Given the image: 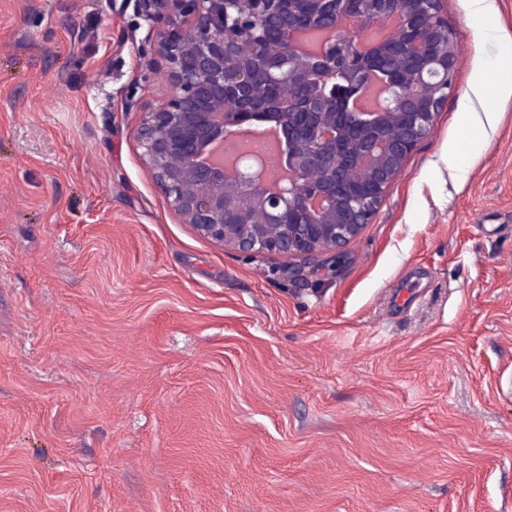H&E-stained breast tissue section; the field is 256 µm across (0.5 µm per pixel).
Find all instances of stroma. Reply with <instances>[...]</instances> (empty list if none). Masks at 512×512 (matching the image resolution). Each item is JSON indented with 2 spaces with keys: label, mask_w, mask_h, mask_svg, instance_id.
Here are the masks:
<instances>
[{
  "label": "stroma",
  "mask_w": 512,
  "mask_h": 512,
  "mask_svg": "<svg viewBox=\"0 0 512 512\" xmlns=\"http://www.w3.org/2000/svg\"><path fill=\"white\" fill-rule=\"evenodd\" d=\"M490 2L485 39L441 0L460 49L432 134L339 257L304 259L170 208L129 0H0V512H512V0ZM465 109L497 115L474 155ZM497 71V88L501 102L512 98V44L509 40L503 44Z\"/></svg>",
  "instance_id": "obj_1"
}]
</instances>
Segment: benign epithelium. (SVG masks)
Returning a JSON list of instances; mask_svg holds the SVG:
<instances>
[{
    "label": "benign epithelium",
    "instance_id": "1",
    "mask_svg": "<svg viewBox=\"0 0 512 512\" xmlns=\"http://www.w3.org/2000/svg\"><path fill=\"white\" fill-rule=\"evenodd\" d=\"M167 99L140 156L182 223L246 255L336 256L370 223L453 86L441 0H136ZM301 34L331 41L307 51ZM274 123L288 180L224 133Z\"/></svg>",
    "mask_w": 512,
    "mask_h": 512
}]
</instances>
